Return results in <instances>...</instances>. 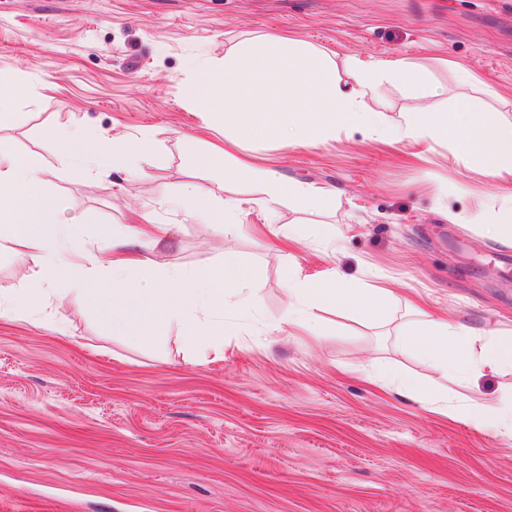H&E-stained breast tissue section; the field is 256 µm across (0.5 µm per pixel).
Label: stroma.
Here are the masks:
<instances>
[{
    "instance_id": "obj_1",
    "label": "stroma",
    "mask_w": 512,
    "mask_h": 512,
    "mask_svg": "<svg viewBox=\"0 0 512 512\" xmlns=\"http://www.w3.org/2000/svg\"><path fill=\"white\" fill-rule=\"evenodd\" d=\"M261 35L324 49L349 84L355 66L376 60L421 72V86L386 83L367 98L378 130L235 149L332 191L335 211L283 207L272 224L251 181L182 165L183 135L224 141L217 115L185 85ZM460 65L481 87L458 82ZM0 84L19 88L0 146L34 164L78 251H97L104 231L148 213L170 227L140 248L154 270L212 268L232 252L252 267L260 297L218 363L188 349L176 324L153 348L113 335L62 279L40 309L1 315L0 512H512V435L432 413L366 376L427 379L396 342L411 303L481 336L512 331V272L498 261L512 245L448 219L479 202L493 214V180L457 162L451 142L390 138L402 112L442 110L460 95L482 96L512 123V0H0ZM64 124L143 139L141 178L75 170L50 136ZM187 182L240 200L246 230L223 236L159 209ZM319 226L328 242L314 237ZM334 273L395 289L391 322L323 308L268 334L287 310L286 281ZM321 322L327 335L315 333ZM439 391L456 407L493 403L512 394V371Z\"/></svg>"
}]
</instances>
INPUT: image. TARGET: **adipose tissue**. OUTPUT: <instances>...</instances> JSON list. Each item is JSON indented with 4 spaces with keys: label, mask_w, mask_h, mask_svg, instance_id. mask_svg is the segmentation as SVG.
<instances>
[{
    "label": "adipose tissue",
    "mask_w": 512,
    "mask_h": 512,
    "mask_svg": "<svg viewBox=\"0 0 512 512\" xmlns=\"http://www.w3.org/2000/svg\"><path fill=\"white\" fill-rule=\"evenodd\" d=\"M359 72L355 84H345L324 50L301 40L264 37L239 42L225 53L222 67L197 71L184 91L205 110L223 115L225 137L315 146L343 127H377L378 114L363 100L383 80L412 86L421 82L417 70L402 59L372 61ZM392 135L399 141L452 140L459 160L475 163L492 178L512 177V124L488 116L478 98L459 99L445 111L407 112ZM52 136L69 163L85 172L114 171L128 177L138 172L142 140L105 136L92 141L69 125L58 126ZM224 179L260 185V204L272 218L285 203L310 212H325L335 204L331 192L278 177L257 165L225 166ZM162 205L222 225L228 232L237 234L243 228L239 200L215 199L197 184L184 185L178 196ZM56 210L34 165L0 147V253H14L26 266L21 287L7 293L6 311L38 306L47 284L65 277L73 283L76 297L94 308L113 334L151 345L162 339L169 324L178 323L186 345L209 347L220 361L224 335L234 328L226 311L242 314L259 306L249 266L231 253L225 254L223 265L212 269L168 272L131 283L129 274L140 263L133 248L143 236L134 227L123 234L121 243L73 262L75 230L58 222ZM102 268L111 269V280L98 278ZM286 293L291 299L287 320L270 323L269 331H282L287 322L301 324L320 307L351 308L374 324L392 316L391 289L355 288L335 276L289 283ZM398 341L441 377L472 381L488 372L512 370V332L480 337L423 315L405 325Z\"/></svg>",
    "instance_id": "ef3b65f1"
}]
</instances>
